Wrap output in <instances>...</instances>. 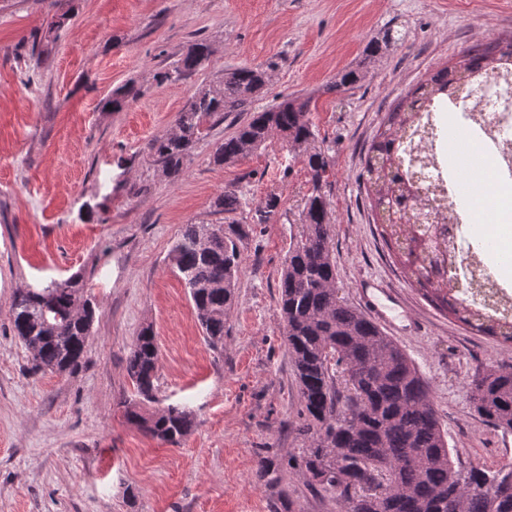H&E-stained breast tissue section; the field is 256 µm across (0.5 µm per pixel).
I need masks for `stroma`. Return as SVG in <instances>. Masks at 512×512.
<instances>
[{
    "label": "stroma",
    "instance_id": "obj_1",
    "mask_svg": "<svg viewBox=\"0 0 512 512\" xmlns=\"http://www.w3.org/2000/svg\"><path fill=\"white\" fill-rule=\"evenodd\" d=\"M68 20L51 52L33 36ZM393 31L374 60L365 48ZM512 36V0H0V512H343L297 471L271 488L259 455L304 447L301 407L280 314L278 282L312 185L282 135L217 165L218 144L246 120H216L177 178L151 151L197 89L225 69L270 67L267 107L309 100L316 143L332 162L325 189L332 256L343 296L383 282L403 307L385 333L428 381L454 460L512 463V433L474 410L470 382L512 365V344L475 334L407 282L381 238L363 176L364 156L388 112L463 50ZM212 55L177 82H159L196 40ZM363 67L353 88L330 85ZM139 96L104 109L113 90ZM224 191L242 206L218 213ZM264 223L253 216L269 199ZM237 223L241 269L223 351L205 341L171 260L187 224ZM82 276L96 305L85 362L73 373L28 370L14 335L15 291ZM152 326L159 389L149 411L187 407L193 429L171 445L125 418L134 392L126 371L133 340Z\"/></svg>",
    "mask_w": 512,
    "mask_h": 512
}]
</instances>
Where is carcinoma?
Listing matches in <instances>:
<instances>
[{
  "instance_id": "carcinoma-1",
  "label": "carcinoma",
  "mask_w": 512,
  "mask_h": 512,
  "mask_svg": "<svg viewBox=\"0 0 512 512\" xmlns=\"http://www.w3.org/2000/svg\"><path fill=\"white\" fill-rule=\"evenodd\" d=\"M62 25L56 20L42 29L43 51L56 42ZM210 55L209 44L198 41L172 69L160 74V80L179 81L203 67ZM505 56L512 57V39L471 48L456 65L436 70L410 91L390 114L388 128L371 144L365 172L381 235L423 297L473 331L512 343L508 309L495 317L484 316L451 291L434 287L433 272L444 252L431 246L432 226L410 223L404 210L410 189L393 170L391 155L394 136L418 102L454 82L465 83L476 71L494 68ZM359 79L358 70H344L330 89L344 91ZM266 83L267 72L260 67L225 69L222 80L199 89L177 113L176 131L152 142L163 172L175 178L204 138L201 128L226 113L247 112V120L217 146L214 163L233 161L261 147L276 132L284 135L292 156L307 162L312 191L279 284L288 354L302 404L299 434L305 447L285 458L259 457L258 479L273 484L285 470H296L308 477L315 491L339 494L344 512H512V496L498 495V487L512 479V464L491 470L454 463L429 384L399 344L340 295L324 191L329 157L316 146L305 119L308 101L287 99L272 108L255 107ZM137 95L135 86L127 84L114 91L107 104L119 111ZM213 207L233 213L240 199L224 191ZM204 228L185 225L172 260L189 290L206 342L222 349L236 301L238 241L243 230L238 224H214L215 233L203 248L199 238ZM10 312L15 335L32 350L31 373H72L82 366L95 307L79 277L40 290L17 291ZM158 363L155 335L145 327L126 359L138 401L126 405L125 415L148 435L176 445L191 431L192 414L177 406L158 412L142 407L156 398ZM471 398L486 422L512 432V367L496 365L477 374L471 382Z\"/></svg>"
}]
</instances>
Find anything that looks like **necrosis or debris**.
I'll return each instance as SVG.
<instances>
[{
  "instance_id": "1",
  "label": "necrosis or debris",
  "mask_w": 512,
  "mask_h": 512,
  "mask_svg": "<svg viewBox=\"0 0 512 512\" xmlns=\"http://www.w3.org/2000/svg\"><path fill=\"white\" fill-rule=\"evenodd\" d=\"M512 86V59L498 62L495 71H479L460 92L441 91L430 106L412 113L413 139L403 141L404 152L421 156L431 174L422 192L431 207L428 221L437 228L440 239L450 242L453 250L449 260L456 269H463L458 288L475 283L497 291L500 300L512 306V293L503 279L512 277V182L504 180V171L512 170V113L505 111L494 93L495 88ZM462 113L461 133L479 150L478 155L453 154L445 134L450 124L445 114ZM492 161L490 173L497 179V191L506 206L487 213L479 211L474 202L471 182L463 179L464 171L474 168L478 156ZM489 221L498 231L489 236L491 252L485 253L465 244L464 228Z\"/></svg>"
}]
</instances>
